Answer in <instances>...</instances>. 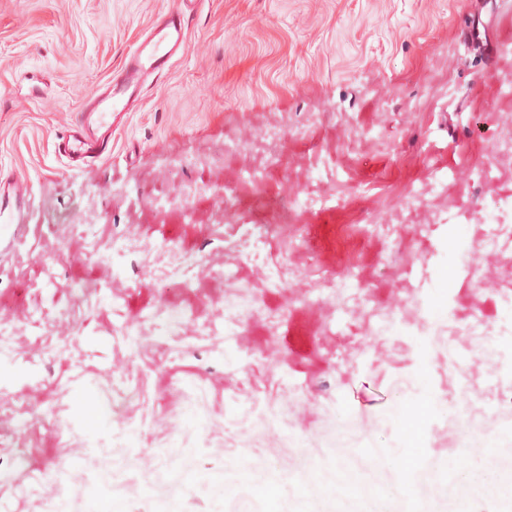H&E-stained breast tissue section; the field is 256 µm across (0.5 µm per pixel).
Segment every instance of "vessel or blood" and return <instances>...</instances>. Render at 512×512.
Returning a JSON list of instances; mask_svg holds the SVG:
<instances>
[{"label": "vessel or blood", "instance_id": "1", "mask_svg": "<svg viewBox=\"0 0 512 512\" xmlns=\"http://www.w3.org/2000/svg\"><path fill=\"white\" fill-rule=\"evenodd\" d=\"M202 0H177L159 14L128 51L118 73L89 95L78 121L57 150L69 170L85 171L112 154V141L131 112L137 111L154 82L180 58L193 12ZM34 217L32 186L26 178L0 172V259L11 255Z\"/></svg>", "mask_w": 512, "mask_h": 512}]
</instances>
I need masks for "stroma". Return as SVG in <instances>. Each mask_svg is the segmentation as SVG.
<instances>
[{
    "mask_svg": "<svg viewBox=\"0 0 512 512\" xmlns=\"http://www.w3.org/2000/svg\"><path fill=\"white\" fill-rule=\"evenodd\" d=\"M173 3L0 0V167L28 179L38 204L24 241L0 261V318L10 328L0 344V395L23 391L37 413L68 426L57 432L0 414V479L11 482V512H41L47 493L36 478L54 469L70 437L96 479L97 461L116 445L165 447L179 438L175 422L194 425L200 408L215 420L213 445L202 447L195 434L183 452L209 483L191 484L174 510L235 512L221 490L224 450L240 439L229 408L246 390L266 414L317 389L319 400L295 425L301 442L330 412L383 420L374 438L386 448L398 445L404 406L431 404L444 422L459 401L457 384L438 359L422 360L406 330L354 336L347 320L321 307L294 311L274 328L258 320L238 342L223 332L227 295L256 294L268 312L286 306L287 290L270 281L279 265L303 286L330 280L379 303L394 300L382 261L413 225L351 239L343 227L427 185L471 183L474 202L469 215L434 225L408 285L438 298L439 319L486 318L502 348L497 368L468 353L466 337L455 351L474 378L512 383V308L478 294L455 247L481 232L490 196L512 217V167L498 182L476 179L491 138L512 120V94L499 82L512 76V54L495 57L491 44L512 41V0H205L183 56L117 133L111 159L89 175L69 171L55 148L81 100ZM277 123L278 164L260 192L291 205L298 234L288 248L267 241L249 263L225 247L165 296L149 274L121 275L113 238L193 253L219 234V221L253 224L255 162L222 148ZM308 182L318 205L303 203ZM188 189L192 211L159 214L164 199ZM81 221L84 238L73 232ZM161 306L186 315L175 351L155 354L150 332L117 354L113 328L139 326ZM129 370L142 385L132 401L143 418L134 434L124 422L132 402L115 388ZM88 408L99 422L93 431Z\"/></svg>",
    "mask_w": 512,
    "mask_h": 512,
    "instance_id": "obj_1",
    "label": "stroma"
}]
</instances>
